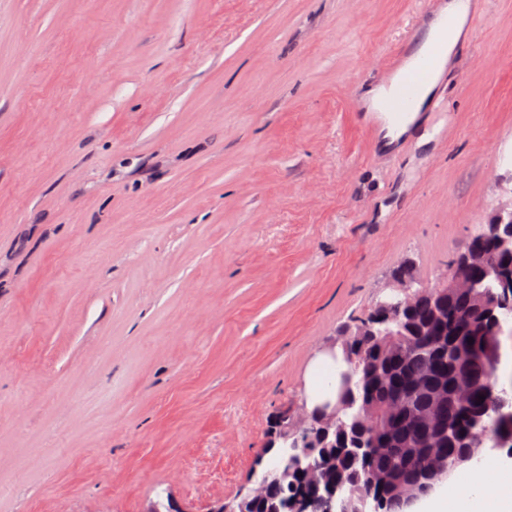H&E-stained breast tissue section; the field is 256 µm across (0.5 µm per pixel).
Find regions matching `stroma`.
Masks as SVG:
<instances>
[{
    "label": "stroma",
    "mask_w": 512,
    "mask_h": 512,
    "mask_svg": "<svg viewBox=\"0 0 512 512\" xmlns=\"http://www.w3.org/2000/svg\"><path fill=\"white\" fill-rule=\"evenodd\" d=\"M420 0H0V512H193L386 275L512 209V0L392 148ZM408 67V58L403 50L399 49L393 52L387 59L385 76L383 81L392 91L389 96L382 103V110L384 115L389 119L401 122L412 111L421 88L422 81L431 77L433 70L431 56L423 57L413 64V71L404 76L401 80H397V76L401 71ZM434 85L433 80H429L422 88L418 105L412 116L404 121L400 126H393L389 124L386 132L383 134V141L386 147H392L400 136L413 130L414 122L417 118L424 100L429 95Z\"/></svg>",
    "instance_id": "1"
}]
</instances>
